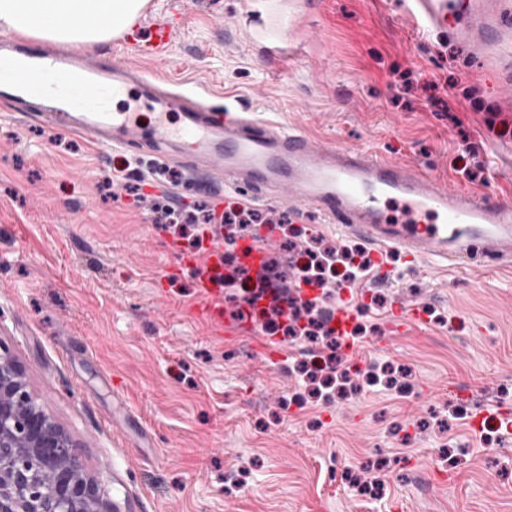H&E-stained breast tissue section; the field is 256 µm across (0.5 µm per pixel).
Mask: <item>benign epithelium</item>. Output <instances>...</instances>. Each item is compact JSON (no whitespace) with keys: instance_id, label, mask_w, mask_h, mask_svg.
Listing matches in <instances>:
<instances>
[{"instance_id":"1","label":"benign epithelium","mask_w":512,"mask_h":512,"mask_svg":"<svg viewBox=\"0 0 512 512\" xmlns=\"http://www.w3.org/2000/svg\"><path fill=\"white\" fill-rule=\"evenodd\" d=\"M0 512H112L78 443L27 389L0 348Z\"/></svg>"}]
</instances>
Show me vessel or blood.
I'll use <instances>...</instances> for the list:
<instances>
[{
	"mask_svg": "<svg viewBox=\"0 0 512 512\" xmlns=\"http://www.w3.org/2000/svg\"><path fill=\"white\" fill-rule=\"evenodd\" d=\"M416 23L426 29H456L482 51L502 35L498 21L480 10V0H411ZM140 87L156 110L151 123L139 113L111 110L109 95ZM50 100L29 113L45 126L68 121L88 141L113 150L144 151L156 160H176L201 180V186L238 204L272 200L317 211L330 223L358 233L375 252L395 250L406 262L428 270L450 266L461 276L500 269L512 261V204L485 192L453 186L415 166L327 145L297 128L257 119L250 112L207 104L201 90L173 91L138 67L117 57L88 56L69 50L38 49L0 37V99L16 105L27 99ZM177 122H170V111ZM402 207L399 217L386 211ZM197 287L208 304L210 323L223 321L210 299L220 298L224 246L208 239L199 256L188 259ZM364 301L339 306L331 323L339 334L352 331ZM417 303L399 301L389 316L392 332L402 333L423 320ZM497 421L512 433V407L476 409L473 432Z\"/></svg>",
	"mask_w": 512,
	"mask_h": 512,
	"instance_id": "vessel-or-blood-1",
	"label": "vessel or blood"
}]
</instances>
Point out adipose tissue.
<instances>
[{"label":"adipose tissue","instance_id":"adipose-tissue-1","mask_svg":"<svg viewBox=\"0 0 512 512\" xmlns=\"http://www.w3.org/2000/svg\"><path fill=\"white\" fill-rule=\"evenodd\" d=\"M148 0H0V31L92 48L133 26Z\"/></svg>","mask_w":512,"mask_h":512}]
</instances>
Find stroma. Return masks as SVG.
Wrapping results in <instances>:
<instances>
[{
    "label": "stroma",
    "mask_w": 512,
    "mask_h": 512,
    "mask_svg": "<svg viewBox=\"0 0 512 512\" xmlns=\"http://www.w3.org/2000/svg\"><path fill=\"white\" fill-rule=\"evenodd\" d=\"M166 19L178 28L160 53L150 29ZM96 53L474 190L492 152L512 158V54H477L444 29L417 37L404 0H149ZM125 159L150 176L146 154L95 147L0 102V347L90 475L107 488L120 478L131 512H512V436L490 444L468 424L477 405L512 404L511 271L425 278L389 253L385 274L368 276L362 350L348 360L407 368V386L313 398L298 370L310 344L259 321L239 332V276L224 288L222 331L196 313L183 264L193 250L153 224L152 203L178 192L206 204L212 191L182 179L151 184L143 202L119 186L105 199L101 183ZM255 209L288 216L297 244L363 245L315 211ZM401 298L425 320L392 337ZM272 339L286 355L277 368L259 357Z\"/></svg>",
    "instance_id": "1"
}]
</instances>
